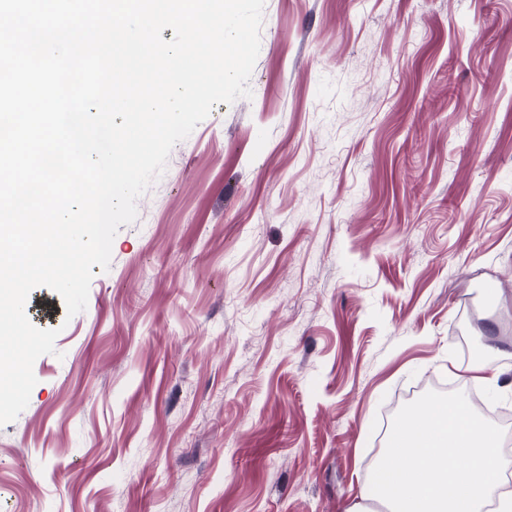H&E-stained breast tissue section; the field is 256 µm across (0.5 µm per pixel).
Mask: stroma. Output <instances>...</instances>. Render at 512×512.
I'll return each instance as SVG.
<instances>
[{"label": "stroma", "mask_w": 512, "mask_h": 512, "mask_svg": "<svg viewBox=\"0 0 512 512\" xmlns=\"http://www.w3.org/2000/svg\"><path fill=\"white\" fill-rule=\"evenodd\" d=\"M0 425V512H348L383 413L512 412V0H265ZM497 345L472 378L457 330Z\"/></svg>", "instance_id": "obj_1"}]
</instances>
